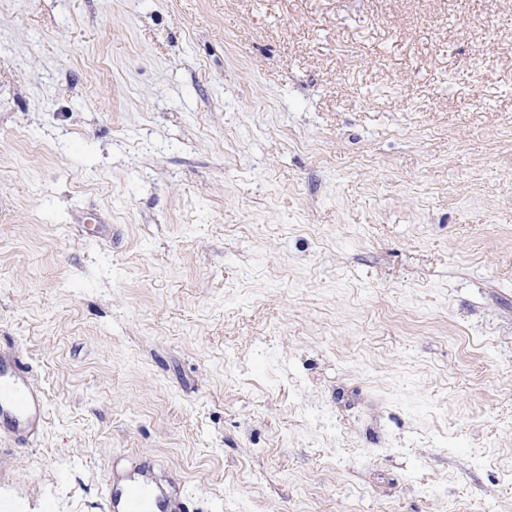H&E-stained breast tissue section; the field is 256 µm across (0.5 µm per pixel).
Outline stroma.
<instances>
[{
    "label": "stroma",
    "mask_w": 512,
    "mask_h": 512,
    "mask_svg": "<svg viewBox=\"0 0 512 512\" xmlns=\"http://www.w3.org/2000/svg\"><path fill=\"white\" fill-rule=\"evenodd\" d=\"M0 512H512V0H0ZM46 413L42 393L20 358L0 351V437L29 445L40 433ZM157 466L145 461L133 466L120 481L108 476L105 493L113 512H188L184 498L153 476Z\"/></svg>",
    "instance_id": "stroma-1"
}]
</instances>
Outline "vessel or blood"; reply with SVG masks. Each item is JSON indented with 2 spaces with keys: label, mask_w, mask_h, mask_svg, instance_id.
<instances>
[{
  "label": "vessel or blood",
  "mask_w": 512,
  "mask_h": 512,
  "mask_svg": "<svg viewBox=\"0 0 512 512\" xmlns=\"http://www.w3.org/2000/svg\"><path fill=\"white\" fill-rule=\"evenodd\" d=\"M47 406L20 358L0 351V437L29 445L46 420ZM150 462L131 468L124 478H107L105 493L112 512H188L183 497L157 481Z\"/></svg>",
  "instance_id": "1"
}]
</instances>
